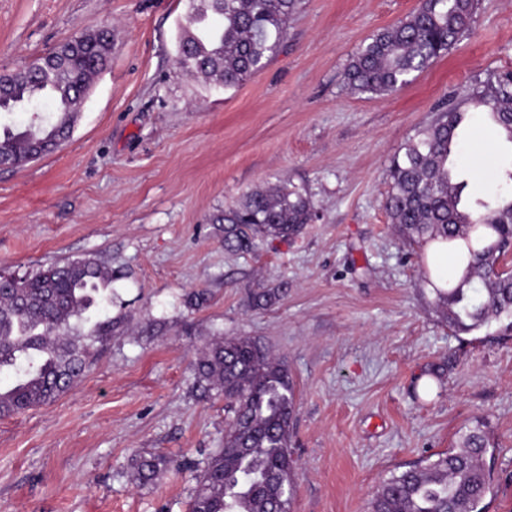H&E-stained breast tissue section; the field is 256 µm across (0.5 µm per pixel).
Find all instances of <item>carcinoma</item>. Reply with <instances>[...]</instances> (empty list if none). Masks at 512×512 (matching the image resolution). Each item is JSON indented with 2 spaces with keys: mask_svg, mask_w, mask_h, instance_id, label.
I'll return each mask as SVG.
<instances>
[{
  "mask_svg": "<svg viewBox=\"0 0 512 512\" xmlns=\"http://www.w3.org/2000/svg\"><path fill=\"white\" fill-rule=\"evenodd\" d=\"M299 0H186L175 64L224 89L261 71L288 36ZM476 0H419L404 19L365 39L351 56L344 80L353 93L389 95L409 76L429 68L469 30ZM112 30L85 31L23 67L0 112H29L47 101L53 120L0 127V158L22 167L32 145L70 136L69 114L108 65ZM485 114L497 138L512 145V71L492 72L455 93L448 107L419 127L389 168L385 209L406 239L425 248L448 244L457 270L446 288H433L435 310L456 334L492 323L512 329V274L496 272L512 253V193L470 199L453 157L471 112ZM316 218L302 188L281 183L255 190L215 217L224 247L250 252L288 240ZM108 272L93 258L53 263L14 284L0 280V418L53 402L86 371L110 323L92 321L104 301ZM286 289L251 295L257 309L278 304ZM199 387L224 395L233 416L224 446L199 475L190 512H290L295 462L290 451L295 389L282 359L248 336L211 343L195 364ZM494 443L476 424L455 446L425 465L384 480L370 512H485L491 491L487 457ZM173 461L137 454L131 476L152 482Z\"/></svg>",
  "mask_w": 512,
  "mask_h": 512,
  "instance_id": "1",
  "label": "carcinoma"
}]
</instances>
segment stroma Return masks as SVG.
Returning a JSON list of instances; mask_svg holds the SVG:
<instances>
[{
    "label": "stroma",
    "instance_id": "stroma-1",
    "mask_svg": "<svg viewBox=\"0 0 512 512\" xmlns=\"http://www.w3.org/2000/svg\"><path fill=\"white\" fill-rule=\"evenodd\" d=\"M417 4L302 0L267 66L216 90L173 64L185 0H0V71L112 29L66 144L0 168V271L90 257L112 277V330L85 375L0 419V512H188L195 471L139 485L129 460L222 447L227 403L192 365L227 336L268 346L294 381L292 512H369L383 480L479 422L496 445L487 512H512V331L455 335L384 208L391 159L449 92L512 70V0H479L469 31L400 91L351 93L358 45ZM505 153L475 116L454 156L468 197L497 192ZM283 180L309 193L314 222L227 251L215 215ZM269 288L282 304L252 308Z\"/></svg>",
    "mask_w": 512,
    "mask_h": 512
}]
</instances>
